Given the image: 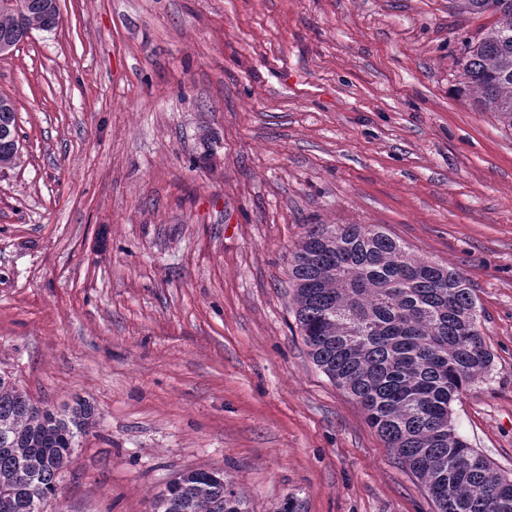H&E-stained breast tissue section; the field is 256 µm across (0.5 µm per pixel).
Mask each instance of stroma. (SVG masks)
Returning a JSON list of instances; mask_svg holds the SVG:
<instances>
[{
    "mask_svg": "<svg viewBox=\"0 0 512 512\" xmlns=\"http://www.w3.org/2000/svg\"><path fill=\"white\" fill-rule=\"evenodd\" d=\"M0 56V373L95 424L44 512H151L190 470L249 512H438L314 363L288 279L313 224L458 270L492 354L452 405L512 475V130L464 87L452 0H59ZM20 157L16 110L13 101L0 96V170L12 169Z\"/></svg>",
    "mask_w": 512,
    "mask_h": 512,
    "instance_id": "stroma-1",
    "label": "stroma"
}]
</instances>
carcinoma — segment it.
Wrapping results in <instances>:
<instances>
[{"instance_id": "1", "label": "carcinoma", "mask_w": 512, "mask_h": 512, "mask_svg": "<svg viewBox=\"0 0 512 512\" xmlns=\"http://www.w3.org/2000/svg\"><path fill=\"white\" fill-rule=\"evenodd\" d=\"M494 25L468 46L466 83L478 105L512 130V0H457ZM56 0H31L17 14L0 5V48L58 24ZM20 157L16 110L0 96V170ZM296 315L318 367L362 407L387 446L420 480L438 512H512V478L461 438L451 405L484 375L491 353L472 288L458 271L425 260L372 224H313L289 263ZM78 401L40 412L0 377V512H42L59 462L93 424ZM152 512H248L220 470L183 473Z\"/></svg>"}]
</instances>
